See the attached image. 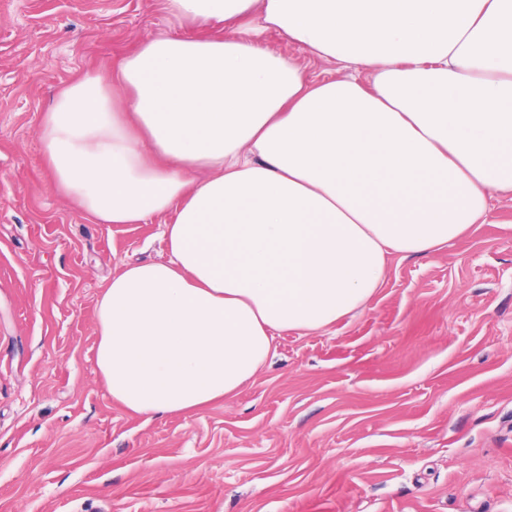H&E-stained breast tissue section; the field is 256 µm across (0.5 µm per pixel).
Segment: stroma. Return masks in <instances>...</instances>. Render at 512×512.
I'll list each match as a JSON object with an SVG mask.
<instances>
[{"mask_svg": "<svg viewBox=\"0 0 512 512\" xmlns=\"http://www.w3.org/2000/svg\"><path fill=\"white\" fill-rule=\"evenodd\" d=\"M160 0H0V512H512V194L360 310L284 333L204 410L135 414L96 366L97 303L167 260L163 218L96 224L55 186L64 85L180 33Z\"/></svg>", "mask_w": 512, "mask_h": 512, "instance_id": "35a3bbf8", "label": "stroma"}]
</instances>
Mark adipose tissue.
Wrapping results in <instances>:
<instances>
[{"instance_id":"1","label":"adipose tissue","mask_w":512,"mask_h":512,"mask_svg":"<svg viewBox=\"0 0 512 512\" xmlns=\"http://www.w3.org/2000/svg\"><path fill=\"white\" fill-rule=\"evenodd\" d=\"M185 32L62 87L57 189L97 224L164 217L163 262L97 305V367L141 415L237 393L284 332L330 327L391 257L434 254L512 193V0H162ZM276 33L353 73L311 79Z\"/></svg>"}]
</instances>
